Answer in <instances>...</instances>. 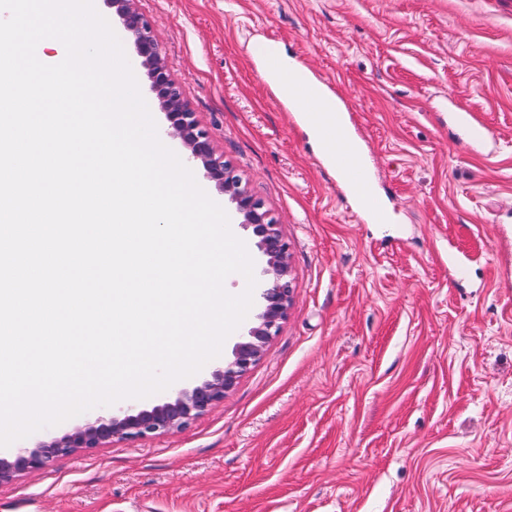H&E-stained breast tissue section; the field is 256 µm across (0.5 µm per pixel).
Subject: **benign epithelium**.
Returning a JSON list of instances; mask_svg holds the SVG:
<instances>
[{"mask_svg": "<svg viewBox=\"0 0 512 512\" xmlns=\"http://www.w3.org/2000/svg\"><path fill=\"white\" fill-rule=\"evenodd\" d=\"M109 4L123 21L140 64L147 71L151 89L165 114V134L181 140L187 163L203 168L207 178L224 192L237 226L255 241L260 256L255 305L250 322L224 363L191 383L175 385L160 401L120 406L61 434L47 435L32 447L0 450V484L40 471L59 457L103 448L114 441H142L185 429L223 402L225 394L262 358L294 298L290 244L279 224L263 203L242 186L239 176L224 161V155L217 152L210 134L189 109L167 70L152 23L138 11L135 0H109Z\"/></svg>", "mask_w": 512, "mask_h": 512, "instance_id": "obj_1", "label": "benign epithelium"}]
</instances>
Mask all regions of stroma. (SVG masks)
I'll return each mask as SVG.
<instances>
[{
  "mask_svg": "<svg viewBox=\"0 0 512 512\" xmlns=\"http://www.w3.org/2000/svg\"><path fill=\"white\" fill-rule=\"evenodd\" d=\"M94 6L136 66L107 0ZM136 7L280 224L295 301L211 412L2 484L0 512H512V0ZM271 40L339 97L393 224L370 223L273 94ZM456 113L486 126V149L456 137Z\"/></svg>",
  "mask_w": 512,
  "mask_h": 512,
  "instance_id": "stroma-1",
  "label": "stroma"
}]
</instances>
